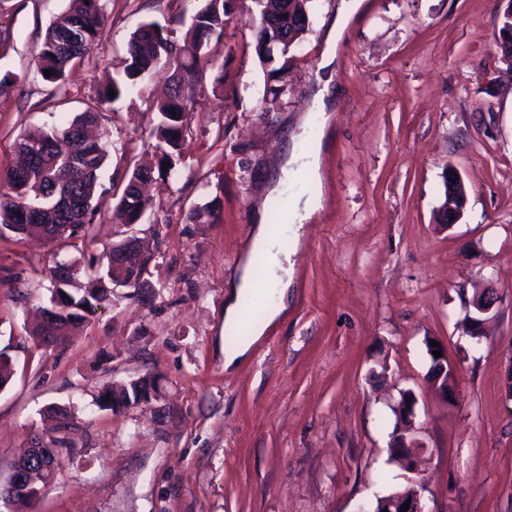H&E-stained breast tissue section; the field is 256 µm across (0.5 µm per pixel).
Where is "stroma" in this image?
<instances>
[{"mask_svg":"<svg viewBox=\"0 0 512 512\" xmlns=\"http://www.w3.org/2000/svg\"><path fill=\"white\" fill-rule=\"evenodd\" d=\"M341 0H310L309 29L288 56V89L265 110L275 81L254 52L252 0H236L205 49L182 159L142 227L153 244L141 299L114 289L61 342L36 346L48 304L50 248L0 235V355L15 366L0 389V474L72 415V458L33 512H372L410 474L390 455L393 410L418 398L427 446L425 512H512V63L497 48L505 0H364L344 30L328 118L310 110L326 38ZM107 17L83 65L57 86L35 68L49 23L68 0H0V171L20 138L81 112L148 20L186 29L201 0H102ZM224 90L216 94V73ZM151 115L137 95L99 124L114 182L121 147ZM322 140L320 179L266 196L280 149ZM463 180L460 219L440 229L446 171ZM304 193L320 207L291 253L288 315L245 359L224 367V294L250 241L253 215L274 232ZM105 217L92 241L60 252L86 280L93 257L123 232ZM211 207L196 219L194 208ZM495 304L472 346L469 303ZM457 368L458 399L427 381V340ZM163 378L149 402L99 409L102 385Z\"/></svg>","mask_w":512,"mask_h":512,"instance_id":"obj_1","label":"stroma"}]
</instances>
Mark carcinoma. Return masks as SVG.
<instances>
[{"instance_id": "carcinoma-1", "label": "carcinoma", "mask_w": 512, "mask_h": 512, "mask_svg": "<svg viewBox=\"0 0 512 512\" xmlns=\"http://www.w3.org/2000/svg\"><path fill=\"white\" fill-rule=\"evenodd\" d=\"M309 0H254L255 14L250 27L255 31L254 50L269 73L284 75L288 53L309 28ZM228 0H204L188 28L178 34L157 21L142 23L129 37L121 68L94 96L82 112L62 124L39 127L20 139L19 152L24 156L42 153L59 139L67 138L72 128L99 123L105 105L111 104L132 90L145 94L149 83L159 74L167 75L172 93L165 100L146 98L147 110L155 114L152 127L142 143L151 146L157 157L153 180L166 181L181 160L180 148L194 103L198 76L211 60L204 56V47L213 37H221L229 20ZM106 16L101 0H68L65 12L47 28L35 60L41 79L52 85L64 81L66 73L84 61L87 46L104 31ZM53 75H45V71ZM115 97H110L109 90ZM79 167L69 168L65 159L54 152L42 153L25 167H12L0 172V229L15 224H32V233L60 225L63 230L51 241L53 255L70 241L89 236L100 215L98 199L105 193L118 195L116 219L122 224H140L147 211L153 209L151 199L133 186L139 166L126 170L121 185L103 186L101 175L108 162V151L98 140L81 147ZM168 170H163V165ZM150 258H144L134 283L112 281V247L104 248L98 261L90 264L87 282L67 288L65 306L58 308L59 336L69 335L72 328L91 320L100 308L112 304V289L133 288L134 293L150 287L145 274ZM128 391L118 399L119 407L144 403L161 394V378L146 374L127 383ZM58 456V465L70 458L72 441L67 435L51 440Z\"/></svg>"}]
</instances>
